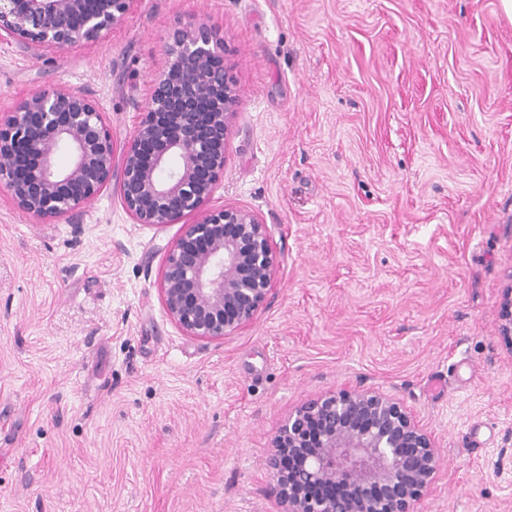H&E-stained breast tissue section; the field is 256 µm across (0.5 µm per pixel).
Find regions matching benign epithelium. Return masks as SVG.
Segmentation results:
<instances>
[{
    "label": "benign epithelium",
    "mask_w": 512,
    "mask_h": 512,
    "mask_svg": "<svg viewBox=\"0 0 512 512\" xmlns=\"http://www.w3.org/2000/svg\"><path fill=\"white\" fill-rule=\"evenodd\" d=\"M134 0H0V41L59 53L121 25ZM163 61L129 140L117 148L99 104L69 86L17 100L0 119V192L35 220L70 218L117 182L136 224H181L157 288L187 336L219 339L266 303L279 261L268 225L236 205L209 206L224 176L236 99L224 39L208 20L180 21L162 38ZM69 150L65 170L55 155ZM188 215L191 222H182ZM497 333L512 347V286ZM439 466L431 437L405 407L379 392L308 400L288 414L266 457L269 494L281 512H412ZM333 486L331 494L310 489Z\"/></svg>",
    "instance_id": "benign-epithelium-1"
}]
</instances>
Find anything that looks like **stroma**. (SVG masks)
<instances>
[{
	"label": "stroma",
	"mask_w": 512,
	"mask_h": 512,
	"mask_svg": "<svg viewBox=\"0 0 512 512\" xmlns=\"http://www.w3.org/2000/svg\"><path fill=\"white\" fill-rule=\"evenodd\" d=\"M207 18L236 88L211 206L268 225L267 302L221 339L156 288L176 224L117 186L36 223L0 193V512H279L265 458L339 390L401 402L439 466L414 512H512V19L500 0H134L95 42H0V117L40 86L124 143L175 22ZM497 333L512 347V286L505 289L497 323Z\"/></svg>",
	"instance_id": "1"
}]
</instances>
